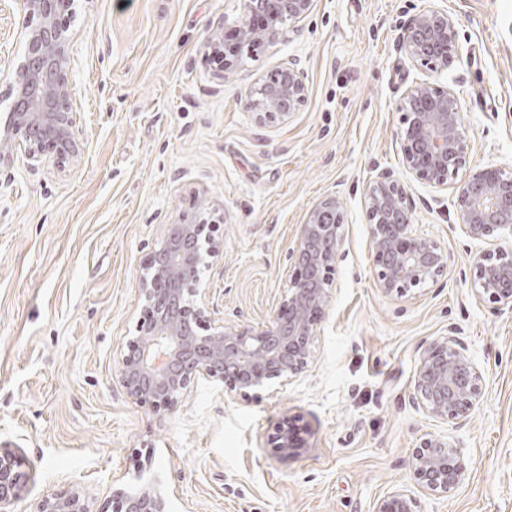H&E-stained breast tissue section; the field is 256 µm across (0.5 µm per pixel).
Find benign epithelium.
Masks as SVG:
<instances>
[{
	"label": "benign epithelium",
	"mask_w": 512,
	"mask_h": 512,
	"mask_svg": "<svg viewBox=\"0 0 512 512\" xmlns=\"http://www.w3.org/2000/svg\"><path fill=\"white\" fill-rule=\"evenodd\" d=\"M25 46L14 72L12 112L0 127V143L24 148L36 160L45 152L61 159L79 155L70 83L73 37L62 22L75 0H18ZM312 0H244V18L235 26L240 44L224 51V36L214 43L227 70L241 47L275 40L286 25L299 22ZM261 12L267 28L255 30L249 16ZM403 41L411 57L433 74L448 70L457 52L455 23L445 10L426 9L412 16ZM307 88L294 61L249 92V108L260 123L290 115L305 101ZM460 94L422 82L403 107V166L416 179L452 188L461 231L488 247L475 252L469 274L475 295L491 304L512 306V171L493 165L458 178L470 144L460 122ZM371 224L372 275L382 294L402 298L436 283L447 273L448 256L440 244L414 229L407 192L388 170H381L365 195ZM343 241L338 199L317 203L300 225L290 253L294 272L288 292L263 324L216 323L209 318L206 292L197 288L204 258L217 251L210 225L196 221L168 225L160 247L144 267L142 317L136 336L126 343L119 380L128 397L156 412L168 411L200 379L224 384L227 394L246 397L271 380L286 382L308 366L318 322L330 302ZM483 395V378L464 354L456 329L419 355L414 398L445 420L466 418ZM307 427L287 417L273 433L274 453L286 459L305 447ZM415 471L432 495L443 496L463 480L448 437L429 435L414 453ZM18 452L0 448V512L21 490ZM40 512H90L78 494L45 496ZM116 512H167L166 496L154 487L128 494ZM376 512H414V502L395 494Z\"/></svg>",
	"instance_id": "1"
}]
</instances>
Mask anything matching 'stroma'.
<instances>
[{
    "label": "stroma",
    "instance_id": "stroma-1",
    "mask_svg": "<svg viewBox=\"0 0 512 512\" xmlns=\"http://www.w3.org/2000/svg\"><path fill=\"white\" fill-rule=\"evenodd\" d=\"M428 8L447 10L457 30L458 54L437 79L463 99L467 169H512V0H312L298 32L225 71L210 41L241 18V0H77L67 23L79 156L32 162L0 149V445L20 451L26 474L11 512L72 492L111 512L117 492L147 483L169 492V512H375L396 493L416 512H512V307L472 290L476 246L453 191L402 163V105L432 77L403 28ZM19 17L17 0H0V124ZM292 59L305 102L257 123L249 87ZM383 169L449 258L446 276L402 298L371 275L365 191ZM329 195L344 241L305 371L247 400L201 380L161 416L129 398L119 362L143 263L168 225H214L211 317L257 324L287 292L299 224ZM452 325L484 379L462 422L412 399L421 350ZM294 414L309 445L282 460L268 438ZM430 434L448 437L464 472L442 497L414 475Z\"/></svg>",
    "mask_w": 512,
    "mask_h": 512
}]
</instances>
